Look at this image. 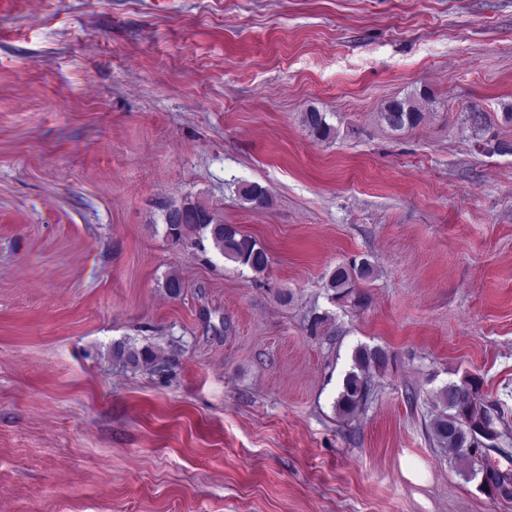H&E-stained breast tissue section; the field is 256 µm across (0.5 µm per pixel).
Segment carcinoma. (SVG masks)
Segmentation results:
<instances>
[{"label": "carcinoma", "mask_w": 512, "mask_h": 512, "mask_svg": "<svg viewBox=\"0 0 512 512\" xmlns=\"http://www.w3.org/2000/svg\"><path fill=\"white\" fill-rule=\"evenodd\" d=\"M434 102L427 91L418 96L390 101L382 112V119L394 130L416 126L422 117L417 101ZM463 122L474 130L486 124V115L475 106L463 110ZM302 122L310 134L326 140L334 133L327 122L326 114L316 108L303 112ZM244 202L253 208L269 205L265 191L257 184H249L240 190ZM161 219L166 236L175 243L199 247L209 238L214 247L225 257L239 262L256 273L264 272L269 265V257L263 247L252 238L240 233L234 225L224 223L207 205L188 197L181 201H170L160 206ZM374 275V267L367 261L336 267L328 280L330 288L338 298L355 296L357 302L365 296L355 293L357 281L367 280ZM163 288L173 299L180 297L184 288L181 276L169 272L164 277ZM112 357L122 363L137 365L153 358L149 349H137L126 343H117L112 348ZM388 355L380 348L361 346L354 354V366L346 374L342 390L336 398V411L346 415L355 410L365 400L369 391V370H382L387 366ZM441 397L448 412L435 418L430 427L433 439L448 452V456L466 464L474 463L470 449L480 447L479 437L486 431L495 438L494 419L486 409L478 387L474 382L450 383L441 390ZM483 487L490 493L505 497L512 496V475L502 473L497 468H486Z\"/></svg>", "instance_id": "cac0c4a2"}]
</instances>
